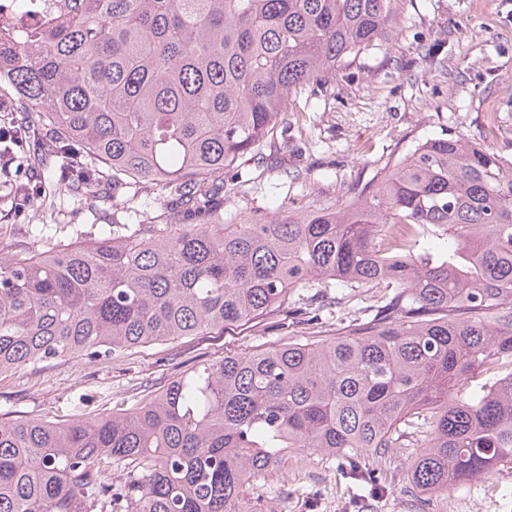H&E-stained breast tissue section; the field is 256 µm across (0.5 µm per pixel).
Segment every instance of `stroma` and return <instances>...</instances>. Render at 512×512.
<instances>
[{"label":"stroma","instance_id":"obj_1","mask_svg":"<svg viewBox=\"0 0 512 512\" xmlns=\"http://www.w3.org/2000/svg\"><path fill=\"white\" fill-rule=\"evenodd\" d=\"M329 93L308 86L292 97L286 120L261 159L243 157L225 169L236 188L220 211L227 224H267L306 216L336 203L346 186L434 137L494 144L512 162V0H406L392 43L337 71ZM26 154L0 175V248L31 246L29 227L53 224L59 238L92 239L98 225L126 222L111 201L86 212L68 195L51 207L15 210L14 186L33 178ZM360 289L349 306L330 304L316 283L293 288L292 306L320 309L318 327L288 332L271 314L246 325L132 348L109 359L68 355L0 374V417L66 423L108 417L160 393L173 378L227 352H252L282 335H329L361 317ZM408 448L392 453L383 495L372 496L334 457L289 451L272 473L246 492L263 512H512V463L441 493L422 494L406 479Z\"/></svg>","mask_w":512,"mask_h":512}]
</instances>
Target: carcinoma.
Segmentation results:
<instances>
[{
    "mask_svg": "<svg viewBox=\"0 0 512 512\" xmlns=\"http://www.w3.org/2000/svg\"><path fill=\"white\" fill-rule=\"evenodd\" d=\"M403 0H75L0 36L29 117L35 194L94 206L163 183L167 224L0 249V374L288 318L312 280L367 318L281 339L170 381L124 415L0 420V512H255L245 490L303 448L360 469L415 448L407 480L445 492L512 461V164L428 138L340 203L270 224L213 222L211 180L260 152L306 85L390 39ZM121 472L116 481L112 472Z\"/></svg>",
    "mask_w": 512,
    "mask_h": 512,
    "instance_id": "obj_1",
    "label": "carcinoma"
}]
</instances>
